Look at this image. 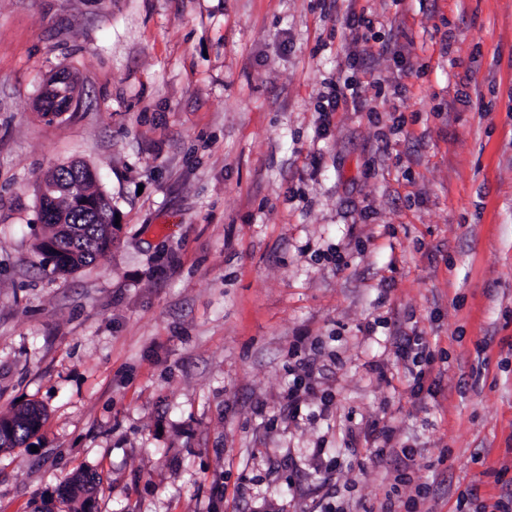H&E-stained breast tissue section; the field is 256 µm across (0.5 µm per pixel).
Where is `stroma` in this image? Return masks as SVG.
Here are the masks:
<instances>
[{"instance_id":"35a3bbf8","label":"stroma","mask_w":512,"mask_h":512,"mask_svg":"<svg viewBox=\"0 0 512 512\" xmlns=\"http://www.w3.org/2000/svg\"><path fill=\"white\" fill-rule=\"evenodd\" d=\"M64 68L82 106L51 121ZM345 80L373 111L322 123ZM70 162L120 225L63 276L36 205ZM398 334L427 342L435 396ZM305 357L332 403L293 422ZM33 403L0 512H69L80 471L92 512L512 493V0H0V414ZM61 81H64V82H68L71 87H76L74 91H72V93L70 94V97L67 101V107L65 109L64 112H58V113H53V112H48V117H55V118H61L63 117L64 115H66L68 112H76L78 111L79 107H80V96H79V92H78V89H77V83L76 81L74 80V78L72 76H70L68 73H60L59 75H56L55 77L51 78L48 83L46 84V87L42 93V96L40 97L39 101H38V106L41 108V110L44 111V106L47 107V103L45 101V94L47 92H51V91H54V90H57V85L61 82Z\"/></svg>"}]
</instances>
